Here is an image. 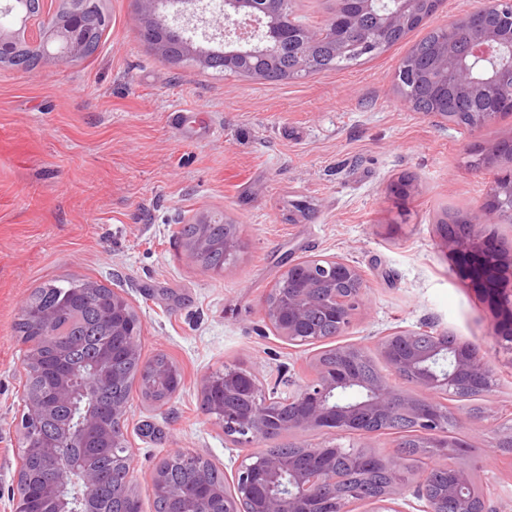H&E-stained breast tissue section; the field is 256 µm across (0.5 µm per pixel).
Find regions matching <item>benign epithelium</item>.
<instances>
[{"instance_id":"benign-epithelium-1","label":"benign epithelium","mask_w":512,"mask_h":512,"mask_svg":"<svg viewBox=\"0 0 512 512\" xmlns=\"http://www.w3.org/2000/svg\"><path fill=\"white\" fill-rule=\"evenodd\" d=\"M196 0H139L141 15L156 22L166 38L182 42L188 55L205 68L212 56L219 54L224 63L237 68L245 77L261 79L278 66V53L264 49L261 43L271 36H285L287 21L265 7V0H221L224 12V49L214 52L195 46L185 36L186 29L169 25L166 7L171 3L193 4ZM331 15L324 27L305 29L296 40L301 61L298 70L306 69L309 54L317 39L328 32L336 33V48L344 49L343 31L354 27L360 15L371 13L377 25L371 34L373 44L383 36L405 28L419 14L423 3L437 10L439 0H333ZM29 0H7L0 12L11 15L26 31L37 14L30 11ZM72 22L56 34L52 43L39 37L45 59L70 58L81 51V15L74 9ZM448 38L439 48L431 67V83L448 92L453 100L468 106L488 96L508 100L512 110V0H484L482 6L459 15L446 26ZM489 166L503 159H512V138L485 140L477 146ZM512 219V178L492 183L479 212L459 219L465 233L446 236L448 252L455 258L474 260L476 284L486 291L491 303L508 314L512 328V252H500L489 259L483 255L488 228ZM363 304V278L359 270L341 258L305 259L290 264L275 288L263 301L266 319L277 335L292 344H315L322 341L320 332L310 324L313 311H320L341 334L351 316ZM133 306L122 295L112 297V335L127 337L126 358L139 363L133 381L140 395L150 399L160 394L169 399L182 385L180 370L171 365L148 366L141 358L139 339L131 329L142 330L140 317H132ZM378 348L382 358L396 376L407 381L410 389L396 386L392 379L379 374L364 379L358 371L326 366L323 358L313 364L314 375L289 395L294 412L285 417L278 410L283 401L278 388L264 389L257 375L239 367H227L220 374L200 379L204 410L213 415L224 428V438L232 446L250 448L273 439L276 434L310 429L336 432L354 431L361 436L371 434L369 421L384 417H402L412 424L413 439L425 448H442L445 453L461 458L466 448H450L443 441L448 421L470 423L466 412L452 414L441 407L438 399L448 394L462 377L483 380L490 372L488 359L470 344L451 345L444 337L433 335L423 340L421 332L398 330L381 338ZM72 393L68 376L62 375L39 401L29 402V422L33 423L32 439L39 438V417L54 403H69ZM112 445L126 452L124 464L130 465L128 434L125 422L129 400L112 404ZM101 431L98 416L92 412L77 427L63 425L60 439L43 441L35 446L24 443L21 453L33 447L44 460V480L36 481L37 493L29 503L12 498V512H41V503L48 501L59 510L62 498L53 476L61 469L77 474L82 493L72 501L68 512H87L84 504L91 500L100 481V473L90 459L72 462L66 447L81 442ZM307 452L320 459L313 469H302L264 448L249 455L237 469L233 491L214 486L209 478V464L199 455L185 452L180 461L193 472L202 497L190 495L183 487H174L166 480V460H161L152 474L153 493L169 504L165 512H199L202 502L210 504L208 512H305L316 506L319 512H348L342 499L344 479L337 472L335 457L323 448ZM364 461H381L388 471V482L381 495L369 501V512H404L397 500L413 497L419 505L415 512H472L473 479L468 466L455 469L454 483L442 494H435L430 479L412 482L403 474L398 462L377 450H365Z\"/></svg>"}]
</instances>
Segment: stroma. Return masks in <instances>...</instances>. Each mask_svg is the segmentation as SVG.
Here are the masks:
<instances>
[{
    "label": "stroma",
    "mask_w": 512,
    "mask_h": 512,
    "mask_svg": "<svg viewBox=\"0 0 512 512\" xmlns=\"http://www.w3.org/2000/svg\"><path fill=\"white\" fill-rule=\"evenodd\" d=\"M480 0H444L398 44L360 64L297 80L173 65L144 43L136 0H99L109 19L97 52L24 71L0 64V512H11L21 448L27 346L14 331L30 292L81 278L120 292L142 320L143 359L166 354L183 387L166 405L133 395L127 421L134 489L154 512L150 475L192 451L225 482L244 457L201 408V375L239 366L263 387L294 390L323 350L376 354L397 329L447 332L485 353L494 377L482 422L460 427L472 477L512 512V453L489 452L512 418V347L462 275L439 230L447 209L476 211L491 172L474 142L512 135V112L470 131L409 108L396 70L426 29ZM185 112L184 130L169 112ZM218 214L245 249L215 275L189 260L180 224ZM336 255L356 265L364 308L339 336L296 346L276 336L264 296L288 264ZM281 443L352 445L391 455L393 435L288 432Z\"/></svg>",
    "instance_id": "35a3bbf8"
}]
</instances>
